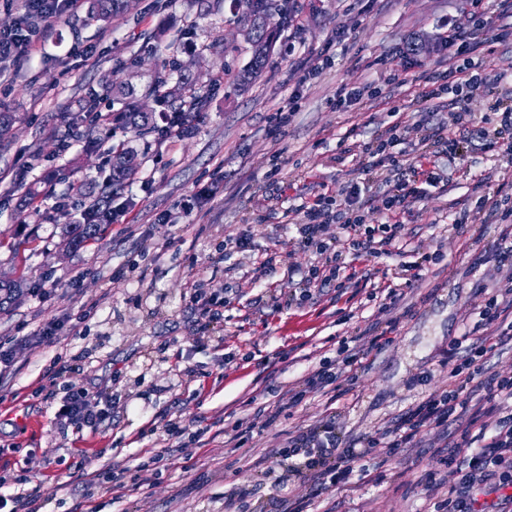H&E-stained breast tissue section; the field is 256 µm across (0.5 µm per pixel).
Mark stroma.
I'll return each instance as SVG.
<instances>
[{
  "mask_svg": "<svg viewBox=\"0 0 512 512\" xmlns=\"http://www.w3.org/2000/svg\"><path fill=\"white\" fill-rule=\"evenodd\" d=\"M132 4L106 23L85 12L54 21L34 54L0 76V112L15 116L0 136V275L25 281L0 311V341L12 349L0 373V494L35 498L38 512H224L235 488L247 512H283L279 448L330 419L346 446L391 427L448 386L443 354L480 319L477 286L505 226L482 214L460 234L451 221L479 197L481 178L512 183V161L497 152H467L447 186L428 188L402 216L391 254L344 253L340 287L309 300L303 279L320 257L293 222L297 206L357 177L363 144L392 120L418 125L447 113L448 98L428 104L419 94L426 74L450 66L443 24L469 2L290 0L287 27L243 93L209 79L220 63L236 71L251 58L227 0ZM511 24L487 14L476 58L512 72V35L503 33ZM168 45L192 62L204 90L191 128L139 136L118 125L111 141L91 144L78 102L102 95L108 79L144 90L156 47ZM85 46L92 59L80 55ZM366 84L378 94L345 101ZM292 99L297 109L277 126L274 113ZM119 143L138 154L139 171L113 199V222L72 250L62 226L80 217L76 190L103 182L104 154ZM31 196L39 210H22ZM249 229L250 251L225 253V239ZM198 287L216 300L206 319L192 301ZM64 317L70 326L53 342L24 345ZM354 336L369 349L349 378L307 394L275 425L226 441L225 429L253 417L249 398L287 402ZM75 391L98 399V428L58 417ZM506 406L474 396L409 447L373 455L349 489L322 491L310 512H431L448 494L425 479L433 457ZM170 419L200 432V443L181 452L163 431ZM151 461L154 482L135 483Z\"/></svg>",
  "mask_w": 512,
  "mask_h": 512,
  "instance_id": "stroma-1",
  "label": "stroma"
}]
</instances>
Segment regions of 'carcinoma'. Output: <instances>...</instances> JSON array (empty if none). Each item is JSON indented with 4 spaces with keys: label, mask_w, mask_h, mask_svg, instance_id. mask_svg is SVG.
Returning <instances> with one entry per match:
<instances>
[{
    "label": "carcinoma",
    "mask_w": 512,
    "mask_h": 512,
    "mask_svg": "<svg viewBox=\"0 0 512 512\" xmlns=\"http://www.w3.org/2000/svg\"><path fill=\"white\" fill-rule=\"evenodd\" d=\"M288 3L289 0H232L230 10L247 29V40L264 47L263 53H252L248 64L233 74L232 84L239 90H246L261 75L276 38V33L264 27V16L270 11H278L283 19H288ZM128 4L129 0H91L89 13L96 20L107 22L126 11ZM174 73L178 74V79L172 85L170 77ZM144 95L153 96L160 103L177 102L194 108L203 102L196 81L190 78L177 55L168 48L160 51L159 69ZM122 118L124 128L137 135H144L154 129L152 117L141 112L136 103L127 105L122 111ZM112 153L117 162L113 163L109 175L102 182L96 199L86 206V223L66 225L69 245L76 249L94 240L101 226L110 223L112 210L109 203L124 190L139 167L137 155L133 151L118 146L112 148Z\"/></svg>",
    "instance_id": "cac0c4a2"
}]
</instances>
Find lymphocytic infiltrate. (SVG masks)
<instances>
[{
    "label": "lymphocytic infiltrate",
    "mask_w": 512,
    "mask_h": 512,
    "mask_svg": "<svg viewBox=\"0 0 512 512\" xmlns=\"http://www.w3.org/2000/svg\"><path fill=\"white\" fill-rule=\"evenodd\" d=\"M82 4L83 0H26L17 27L0 29V73L6 63L30 58L36 44L35 23L75 15ZM488 8L500 16L512 17V0H474V11L466 21L452 17L447 22L444 42L453 47L456 63L448 69V82L421 95L422 101L428 102L440 93H451L452 109L447 117L427 127L412 128L396 122L377 135L364 149L367 162L362 182L350 184L346 193H324L313 205L299 207V233L304 246L321 253L332 252L337 259L347 250L374 256L388 253L399 239V215L424 195L426 187L444 181L440 159L455 163L461 158L464 145L476 141L482 142L484 148L497 150L501 156H512V103L497 94L488 113L481 117L472 115L465 103L467 91L473 85L483 84L497 92L511 78L492 68L488 61L473 57ZM412 135L418 140L413 156L395 154L394 146ZM376 197L381 199L388 220L372 225L365 223L362 210L366 202ZM496 260L498 277L482 316L486 322L512 331V240H501ZM452 376L447 389L429 394L396 426L368 437L362 448L339 447L336 427L331 422L292 440L280 454L285 474L276 480L288 512H307L320 491L347 487L355 463L373 452L390 454L408 447L421 428L447 422L467 408L473 387H480L490 400L512 399V376H484L477 357H469L464 368L455 369ZM336 378L332 362L321 361L306 378L302 390L291 395L288 405L263 407L262 427L280 420L286 406L300 404L306 392L333 384ZM459 445L470 451L465 461H458L453 452L438 456L427 475L432 483L448 472L457 477L447 498L437 504L434 512H474V488L492 478L506 491L501 512H512V413L499 417L491 434L481 442H474L465 434ZM306 471L311 473L313 484L305 494H296L289 488V479Z\"/></svg>",
    "instance_id": "lymphocytic-infiltrate-1"
}]
</instances>
